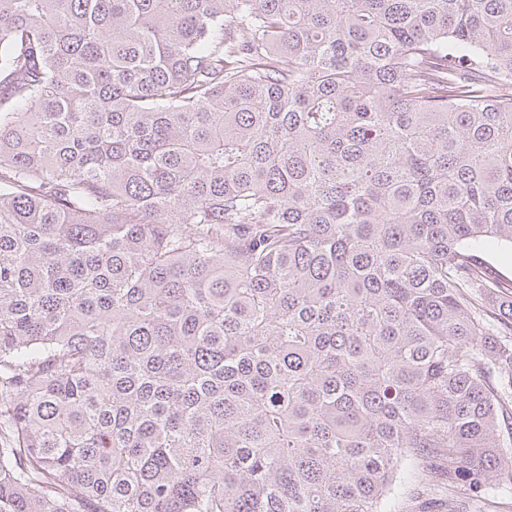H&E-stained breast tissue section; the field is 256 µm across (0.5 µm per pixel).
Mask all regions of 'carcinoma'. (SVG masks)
I'll use <instances>...</instances> for the list:
<instances>
[{
	"label": "carcinoma",
	"instance_id": "1",
	"mask_svg": "<svg viewBox=\"0 0 512 512\" xmlns=\"http://www.w3.org/2000/svg\"><path fill=\"white\" fill-rule=\"evenodd\" d=\"M490 244L512 0H0V512H488Z\"/></svg>",
	"mask_w": 512,
	"mask_h": 512
}]
</instances>
